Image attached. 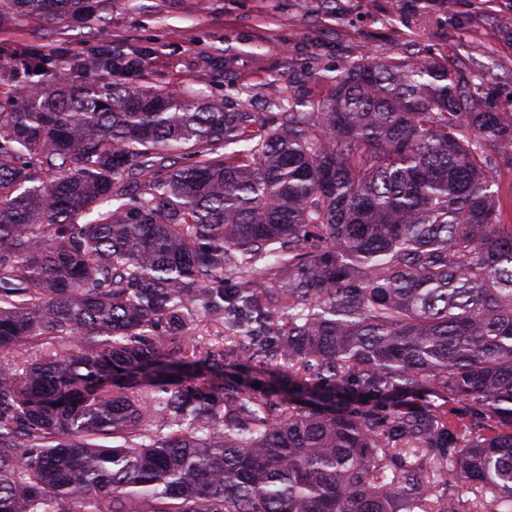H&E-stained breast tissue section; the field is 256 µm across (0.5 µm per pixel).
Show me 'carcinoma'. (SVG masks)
I'll return each mask as SVG.
<instances>
[{"label": "carcinoma", "mask_w": 512, "mask_h": 512, "mask_svg": "<svg viewBox=\"0 0 512 512\" xmlns=\"http://www.w3.org/2000/svg\"><path fill=\"white\" fill-rule=\"evenodd\" d=\"M32 14L89 5L0 0ZM30 66L50 86L0 91V512H454L446 479L512 512V113L471 73L365 58L262 116L117 83L143 67L110 46ZM226 355L282 369L194 371ZM425 389L467 430L336 407ZM492 157L496 158L499 167L497 168V184L494 190L499 191L501 200V208H503L504 215L508 216L511 208L512 216V166L503 162L497 155V152L492 150L489 152ZM277 371L274 366L266 365L258 359H229L224 361V377H233L247 383H259L265 387L263 380Z\"/></svg>", "instance_id": "obj_1"}]
</instances>
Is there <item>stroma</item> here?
<instances>
[{
    "mask_svg": "<svg viewBox=\"0 0 512 512\" xmlns=\"http://www.w3.org/2000/svg\"><path fill=\"white\" fill-rule=\"evenodd\" d=\"M111 42L150 59L134 84L210 99L231 111L277 112L325 99L338 69L373 58L437 59L471 68L480 93L512 112V0H110L104 22L40 15L0 26V84L30 52L89 55ZM397 405L431 406L461 427L469 409L445 394L402 393Z\"/></svg>",
    "mask_w": 512,
    "mask_h": 512,
    "instance_id": "obj_1",
    "label": "stroma"
}]
</instances>
